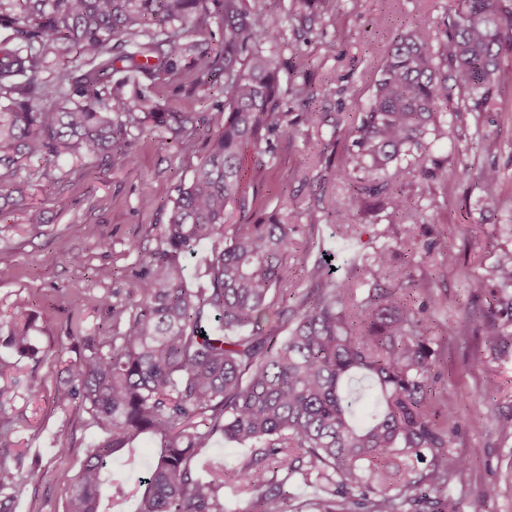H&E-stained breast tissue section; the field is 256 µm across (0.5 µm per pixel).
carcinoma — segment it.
<instances>
[{
	"mask_svg": "<svg viewBox=\"0 0 512 512\" xmlns=\"http://www.w3.org/2000/svg\"><path fill=\"white\" fill-rule=\"evenodd\" d=\"M333 17L338 0H291L276 19L250 0H0V203L19 207L14 180L22 163L38 159L44 176L60 158L128 160L127 139L152 124L193 153L200 127L207 150L163 225L159 244L134 283V299L100 307L112 315L110 349L92 337L72 336L85 353L66 363L55 389L59 407L79 406L103 439L78 472L63 469L66 512H109L125 499L112 459L133 451L143 434L158 441L138 480L135 512H224V487L252 498L254 512H458L448 487L462 461L448 456L455 426L435 388L437 350L418 304L410 270L393 271L391 250L376 249L361 264L347 261L350 279H329L326 260L302 272L309 288L296 292L297 268L288 262L299 201L283 194L257 223L228 224L226 206L247 214L256 199L242 190L241 153L251 146L277 165L271 143L291 137L281 111L280 66L263 53L282 21H311L301 8ZM224 27V53L214 57L183 42L188 24ZM61 41L73 53L47 66L46 47ZM512 41V13L500 0H461L448 14L445 39L421 19L398 31L360 123L344 127L333 112H302L300 121L329 126L353 139L350 164L370 177L325 211L344 240L361 236L360 199L383 198L403 212L408 199L382 173L415 172L402 159L424 149L429 135L464 110L480 114L493 99L498 58ZM194 52L196 70L224 77L223 99L200 117L194 112H146L152 91ZM210 245L206 285L187 286L181 257ZM499 293L512 291V257L492 270ZM373 282L365 301L353 284ZM276 327L268 325L269 314ZM31 315L7 322L5 344L20 359L38 354ZM485 330L488 345L512 348V310L466 316L450 336ZM285 335H279V332ZM376 395L374 411L358 422L351 386ZM15 387L0 384V432L11 427L7 404ZM217 433L253 451L246 464L209 467L198 476V451ZM279 467L318 486L308 502L290 504ZM0 512L19 492L16 474L0 464Z\"/></svg>",
	"mask_w": 512,
	"mask_h": 512,
	"instance_id": "obj_1",
	"label": "carcinoma"
}]
</instances>
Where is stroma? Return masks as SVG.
<instances>
[{"label":"stroma","mask_w":512,"mask_h":512,"mask_svg":"<svg viewBox=\"0 0 512 512\" xmlns=\"http://www.w3.org/2000/svg\"><path fill=\"white\" fill-rule=\"evenodd\" d=\"M453 7V0H341L337 16L319 20L309 32L285 24L269 48L281 68V86L309 85L316 98L312 111L335 112L350 123L374 92L384 49L398 24L425 16L441 33ZM499 68L495 101L482 129L462 112L451 118L452 138H427L424 164L433 173L403 179L409 211L397 217L379 200L362 204L356 244L341 239L321 209L308 206L297 181L298 174L316 172L324 157L343 168L350 138L332 137L327 127H301L295 137L278 141L279 164L272 171L256 169L254 149L243 152L245 191L257 197L254 218L270 215L284 190L302 204L291 263L300 266L331 253L334 277L341 282L347 258L386 244L395 267H411L419 295L439 297L427 317L448 340L435 372L436 387L451 402L458 426L448 453L465 462L448 487L459 512H472V502L488 484L496 485L497 494L484 512H512V435L500 430L502 419L512 415V351L495 354L480 334L448 333L449 324L486 303L472 295V280L490 279L493 266L512 254V47L501 53ZM217 96V88L198 83L188 56L152 99L161 108L202 116ZM127 151V164L59 160L55 182L44 177L41 162L29 161L18 183L23 201L42 210L44 223L26 224L17 208L0 211V320L33 314L32 336L41 350L39 361L20 364L22 386L8 408L17 422L0 435V463L22 480L12 512H65L67 491L56 483V472L78 470L87 449L103 437L84 409L64 410L54 402L62 367L81 350L68 338L70 318L80 316L84 333L94 335L108 320L99 306L102 298L130 300L135 275L159 242L180 183L201 160L200 153L181 152L170 134L157 128L131 135ZM466 167L497 168L500 188L491 193L460 176ZM405 224L416 225L417 244L400 243ZM442 233L454 260L438 269L425 258L423 244ZM62 446L67 455H59Z\"/></svg>","instance_id":"stroma-1"}]
</instances>
